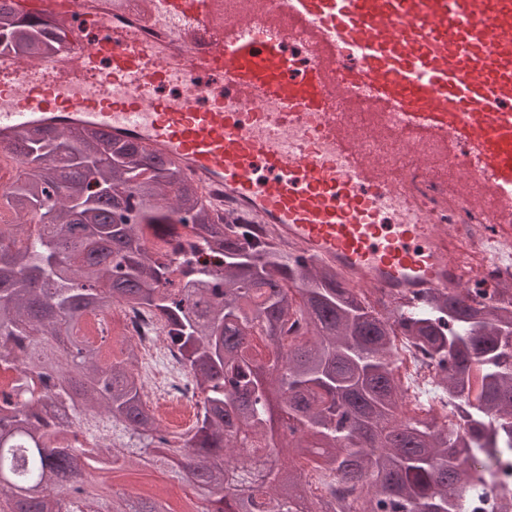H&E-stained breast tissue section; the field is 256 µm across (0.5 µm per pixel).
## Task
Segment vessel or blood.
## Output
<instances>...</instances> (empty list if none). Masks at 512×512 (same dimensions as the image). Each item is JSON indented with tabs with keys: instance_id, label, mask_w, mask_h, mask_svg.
<instances>
[{
	"instance_id": "vessel-or-blood-1",
	"label": "vessel or blood",
	"mask_w": 512,
	"mask_h": 512,
	"mask_svg": "<svg viewBox=\"0 0 512 512\" xmlns=\"http://www.w3.org/2000/svg\"><path fill=\"white\" fill-rule=\"evenodd\" d=\"M10 0L63 40L33 69L0 53V134L95 125L220 187L299 256L388 297L454 291L479 235L512 240V0ZM381 106L399 180L335 104ZM465 151L432 184L412 131ZM470 224L471 234L448 230Z\"/></svg>"
}]
</instances>
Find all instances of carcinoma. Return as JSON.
Returning <instances> with one entry per match:
<instances>
[{"label":"carcinoma","instance_id":"carcinoma-1","mask_svg":"<svg viewBox=\"0 0 512 512\" xmlns=\"http://www.w3.org/2000/svg\"><path fill=\"white\" fill-rule=\"evenodd\" d=\"M60 36L0 0V45L19 59ZM3 153L0 194V512H128L85 480L133 464L197 493L194 512H336L310 494V458L355 489L353 512H462L512 455V285L434 290L382 312L327 264L293 257L255 224L218 217L172 163L100 129L34 127ZM184 235L172 246L168 226ZM138 307L181 356L196 424L166 433L122 357L87 315ZM304 338L288 340V333ZM420 343L437 383L465 398L462 429L408 414L393 336ZM138 512H177L166 489Z\"/></svg>","mask_w":512,"mask_h":512}]
</instances>
